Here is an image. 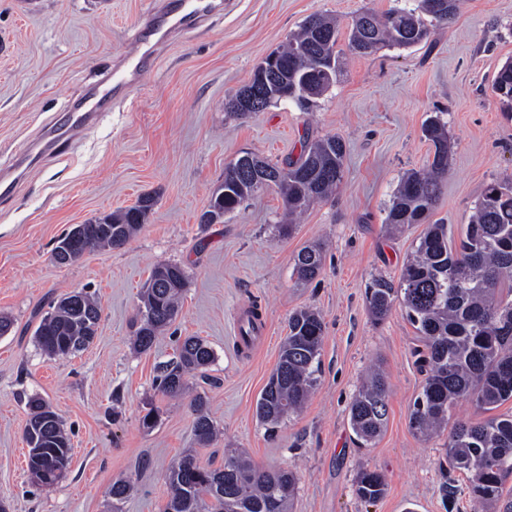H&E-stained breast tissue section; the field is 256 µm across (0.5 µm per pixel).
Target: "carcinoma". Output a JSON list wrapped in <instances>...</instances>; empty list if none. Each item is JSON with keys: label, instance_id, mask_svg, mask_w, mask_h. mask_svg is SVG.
I'll return each mask as SVG.
<instances>
[{"label": "carcinoma", "instance_id": "cac0c4a2", "mask_svg": "<svg viewBox=\"0 0 512 512\" xmlns=\"http://www.w3.org/2000/svg\"><path fill=\"white\" fill-rule=\"evenodd\" d=\"M436 0H420L415 9L394 8L379 16L365 12L353 21L347 47L365 55L366 42L378 47L409 48L428 35L424 16L443 21ZM338 34L336 22L320 14L309 17L287 46L274 52L284 74L278 86L267 91L263 108L283 99L307 103L321 96L341 73L338 39L314 47V30ZM424 133L434 147L430 169L408 174L400 183L388 210L386 223L392 230L422 224L414 254L404 265L399 284L383 277L366 289L368 312L384 320L395 301L404 307L407 320L426 346V375L409 415L410 429L421 438L448 432L446 452L450 465L468 475L470 493L488 512H512V494L504 492L512 474V415L496 410L512 400V182L493 180L478 203L476 214L458 237L448 225L431 221L441 192L448 154L447 123L431 117ZM346 147L338 136L315 139L301 156L283 166L260 159L261 170L273 178L283 197L288 217L305 211L312 203L327 199L343 179ZM215 218L234 212L252 196L244 180L224 173V182L213 193ZM153 198L145 195L138 204L93 219L92 248L119 247L145 223ZM173 276L170 286L144 292L139 308L135 346L150 349L157 335L171 325L179 310L187 274L177 263L157 265ZM323 269V251L317 245L301 249L294 260V273L302 282H312ZM101 307L91 293L80 290L62 298L54 312L44 317L36 332L43 352L63 356L85 349L94 339ZM321 316L300 309L288 319V336L280 348L278 364L256 403V416L275 426L298 411L317 383L319 356L324 337ZM214 362V352L201 338L187 337L176 360L160 367L157 388L167 396H180L193 373L205 371ZM387 385L375 370L361 385L349 405L350 425L356 436L369 444L382 433L387 415ZM459 399H469L487 413L477 422L448 426V409ZM28 425L39 436L40 447L66 454L72 451L68 434L58 415L38 397L29 400ZM193 433L197 443L209 445L215 433L206 401L193 399ZM170 494L162 512H289L296 492V478L286 469H264L238 453L224 455V465L202 464L188 452L169 469ZM356 495L376 502L387 493L384 476L360 469L354 480Z\"/></svg>", "mask_w": 512, "mask_h": 512}]
</instances>
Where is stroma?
<instances>
[{
  "instance_id": "1",
  "label": "stroma",
  "mask_w": 512,
  "mask_h": 512,
  "mask_svg": "<svg viewBox=\"0 0 512 512\" xmlns=\"http://www.w3.org/2000/svg\"><path fill=\"white\" fill-rule=\"evenodd\" d=\"M152 0H0V504L7 512H161L172 462L187 450L215 467L236 448L262 467L295 472L290 512H473L469 481L448 464L447 435L409 427L425 378V347L401 305L371 319L364 291L376 277L396 281L422 225L394 234L385 226L408 173L426 169L433 147L426 120L443 113L451 150L434 216L453 231L476 213L486 185L512 174V110L494 90L512 61V0H462L448 23L421 43L359 55L345 52L343 74L307 105L285 99L241 119L226 109L256 67L314 14L348 30L363 10L387 12L396 0H230L223 14L158 45L149 75L125 104L105 101L78 139L44 136L47 117L70 110L123 69L131 37ZM341 137L340 189L314 204L290 235L276 188L258 192L220 224L199 216L226 168L250 150L281 165L307 140ZM151 195L145 224L122 247L92 250L59 266L51 257L72 225ZM319 242L321 276L299 283L294 258ZM187 272L182 307L151 350L132 343L141 294L160 263ZM86 290L101 303L88 347L51 357L35 330L66 294ZM257 309L264 338L238 342V306ZM318 311L325 323L321 370L304 409L267 429L256 402L274 370L288 318ZM197 336L214 351L189 396L154 386L178 339ZM388 382L387 422L370 445L359 441L349 404L372 365ZM202 395L216 433L197 447L191 398ZM56 412L72 444L71 463L53 487L34 485L23 429L28 400ZM151 425H144L146 414ZM384 474L388 490L368 503L354 493L360 469ZM132 494L113 502L116 479Z\"/></svg>"
}]
</instances>
